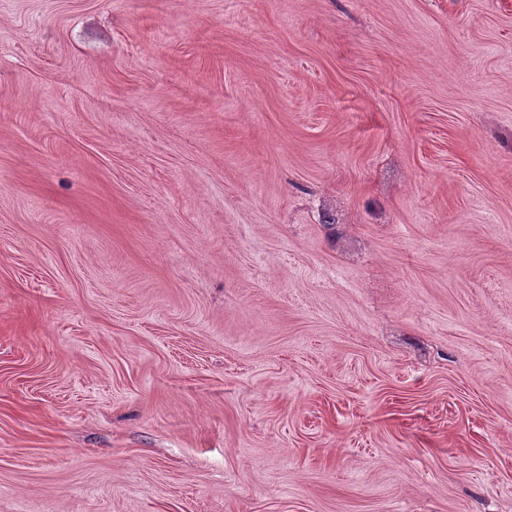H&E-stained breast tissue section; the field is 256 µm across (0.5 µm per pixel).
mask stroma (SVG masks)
<instances>
[{
  "mask_svg": "<svg viewBox=\"0 0 512 512\" xmlns=\"http://www.w3.org/2000/svg\"><path fill=\"white\" fill-rule=\"evenodd\" d=\"M0 512H512V0H0Z\"/></svg>",
  "mask_w": 512,
  "mask_h": 512,
  "instance_id": "1",
  "label": "stroma"
}]
</instances>
